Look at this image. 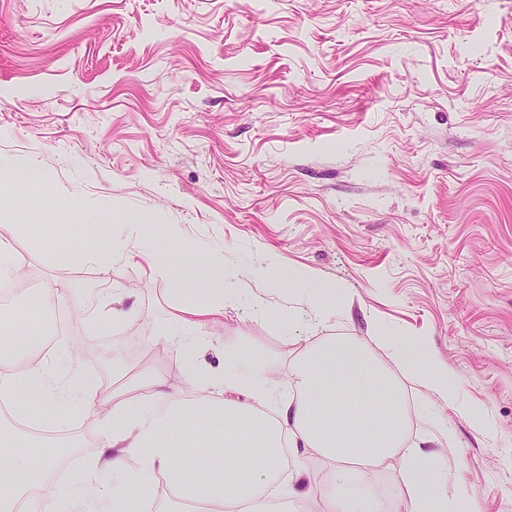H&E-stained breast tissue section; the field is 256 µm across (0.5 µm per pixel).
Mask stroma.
<instances>
[{
  "label": "stroma",
  "instance_id": "35a3bbf8",
  "mask_svg": "<svg viewBox=\"0 0 512 512\" xmlns=\"http://www.w3.org/2000/svg\"><path fill=\"white\" fill-rule=\"evenodd\" d=\"M0 155L21 165L0 331L28 287L69 288L57 353L78 336L99 384H185L178 346L143 339L176 290L224 289L193 275L203 244L242 273L211 336L282 382L308 329L271 282L298 269L349 297L325 335L403 349V382L452 375V438L428 448L479 512H512V0H0ZM112 238L126 316L92 330Z\"/></svg>",
  "mask_w": 512,
  "mask_h": 512
}]
</instances>
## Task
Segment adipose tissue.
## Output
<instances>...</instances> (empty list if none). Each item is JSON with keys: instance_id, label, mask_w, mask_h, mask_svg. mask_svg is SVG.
<instances>
[{"instance_id": "obj_1", "label": "adipose tissue", "mask_w": 512, "mask_h": 512, "mask_svg": "<svg viewBox=\"0 0 512 512\" xmlns=\"http://www.w3.org/2000/svg\"><path fill=\"white\" fill-rule=\"evenodd\" d=\"M293 301L314 327L328 326L341 293L332 284L306 285L289 271ZM237 293L202 298L183 296L165 341L183 352L188 387L154 372L143 394L107 393L87 384L76 356L52 360L25 354V370L0 359V389L15 399L18 413L52 403L94 417L98 443L79 482L37 485L29 481L28 457L18 440L0 433V512H140L157 481L179 498L213 505V512H279L297 500L302 512H477L448 482L438 454L409 443L410 415L432 431L448 434L438 414L454 390L446 377L416 374L417 389L432 397L408 409L400 384L356 338L307 337L291 363L285 383L267 381L247 353L226 355L224 367L205 364L215 342L211 323L234 306ZM206 391V400L189 388ZM368 392L363 404L352 396ZM187 433L201 452L194 470L180 464L175 435ZM302 451L305 463L285 472L284 451ZM322 458L331 473L316 487L308 461ZM399 463L403 484L394 499L380 496L373 472Z\"/></svg>"}]
</instances>
